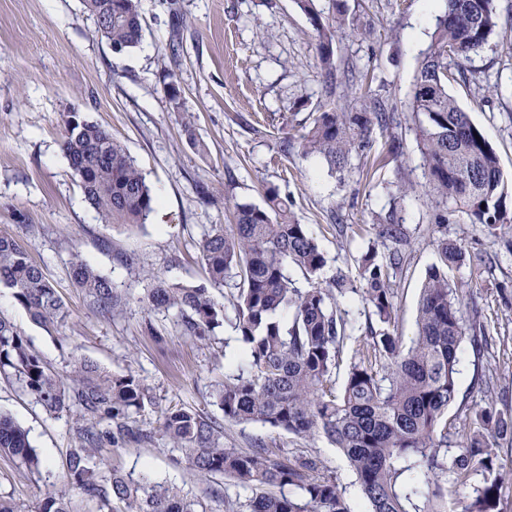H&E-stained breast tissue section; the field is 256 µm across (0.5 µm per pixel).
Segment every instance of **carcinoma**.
<instances>
[{
    "label": "carcinoma",
    "instance_id": "1",
    "mask_svg": "<svg viewBox=\"0 0 512 512\" xmlns=\"http://www.w3.org/2000/svg\"><path fill=\"white\" fill-rule=\"evenodd\" d=\"M331 2L333 26L323 20L314 0H295L317 32L330 95L340 68L335 33L345 24L346 12L342 0ZM445 2L416 71L409 112L401 116L388 111L367 75L353 76L361 109L338 112L327 103L320 105L298 148L342 172L354 150L371 147L374 126L406 122L415 132L435 223L446 224L461 213L512 247L507 186L498 156L448 91V83L465 80L466 62L489 43L499 14L495 0ZM84 4L115 52L140 45V0ZM63 126V152L100 222L145 223L155 198L112 132L78 112L67 113ZM379 238L387 251L385 262L379 263L374 251L363 254L360 284L342 272L322 284L318 278L326 263L324 253L308 225L295 219L288 199L269 187L265 206L238 204L231 231L214 225L202 237L206 282L189 285L155 278L143 302L151 311L177 310L184 334L202 341L224 324V308L211 289L232 283V327L244 350L225 367L224 381L213 393L224 421L268 424L301 438L324 436L355 472L364 512H453L450 491L466 497L465 512H502V490L512 471L502 470L494 442L512 438V416L486 406L474 412L463 430L445 417L457 398L463 343L479 354L490 346L494 329L481 310L464 303L450 271L466 263L479 272L486 255L469 253L445 236L438 239L439 263L426 272L416 334L406 346L398 333L389 269L402 263L409 239L395 211L385 217ZM292 268L310 287L296 286ZM70 274L96 311L110 314L122 306L112 281L87 261L74 258ZM0 286L11 290L36 324L49 327L69 316L53 284L26 250L6 236H0ZM348 293L361 296L368 326L366 335L356 339V361L337 393L331 384L336 358L354 331L338 302ZM0 374L13 377L49 415L76 416L63 475L66 490L45 488L32 511L0 497V512H75L73 493L85 512H207L201 499L111 469L102 457L114 427L121 437L136 442L152 438V432L136 426L135 415L148 400V389L136 375L114 376L91 360L76 358L63 377L3 316ZM158 430L194 473L252 491V497L236 502L230 512H350L337 478L319 473L302 452L284 453L261 441L247 450L226 448L220 422L184 407L166 410ZM0 454L34 476L46 467L26 431L2 413Z\"/></svg>",
    "mask_w": 512,
    "mask_h": 512
}]
</instances>
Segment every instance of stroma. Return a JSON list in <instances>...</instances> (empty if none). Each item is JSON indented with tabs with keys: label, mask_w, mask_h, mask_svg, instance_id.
<instances>
[{
	"label": "stroma",
	"mask_w": 512,
	"mask_h": 512,
	"mask_svg": "<svg viewBox=\"0 0 512 512\" xmlns=\"http://www.w3.org/2000/svg\"><path fill=\"white\" fill-rule=\"evenodd\" d=\"M345 4L349 24L336 32L337 57L369 74L392 110L405 112L431 43L433 15L423 0ZM496 7L500 26L468 62L469 83L449 91L497 152L512 189V124L505 118L512 113V0H496ZM141 14V44L118 54L97 34L83 0H0V235L28 251L70 310L66 322L45 328L0 288V315L57 373H66L76 356L115 375L135 374L148 386L150 399L137 423L153 430L151 441L114 442L103 452L108 464L177 486L206 500L208 512H226L228 500L248 498V491L232 486L226 502L208 499L212 478L176 463V451L156 431L162 412L174 406L221 417L211 392L224 378L225 357L239 354L241 342L227 324L203 341L185 336L175 312L147 311L142 298L154 276L204 282L198 247L204 233L232 224L235 205L264 206L270 186L288 198L323 250L324 282L340 271L356 272L361 254L378 242L381 214L397 208L411 236L408 260L391 276L398 329L407 340L415 332L425 274L439 261V237L494 255L495 265L482 276L465 265L453 272L465 301L482 308L498 334L483 356L463 349L448 419L463 424L489 403L512 413V252L464 215L433 223L422 191L423 161L408 126L375 130L372 149L354 152L339 176L320 158L300 153L297 140L325 96L317 33L295 0H141ZM353 24L369 25L370 35H351ZM171 81L180 89L175 102L166 92ZM70 111L111 130L163 202V213L135 226L99 223L62 151V121ZM187 122L206 154L189 144ZM395 137L403 142L399 156L390 152ZM391 181L415 191L391 204L385 188ZM200 184L208 185L210 199L200 198ZM77 256L126 297L122 310L104 316L90 306L70 276ZM488 373L498 379L491 392L477 385ZM0 412L27 430L48 463L37 480L0 456V495L34 505L41 486L61 482L75 419L48 416L3 380ZM258 440L311 455L345 487L351 512H363L354 473L323 436L304 439L260 423L224 426L225 447L245 450Z\"/></svg>",
	"instance_id": "stroma-1"
}]
</instances>
